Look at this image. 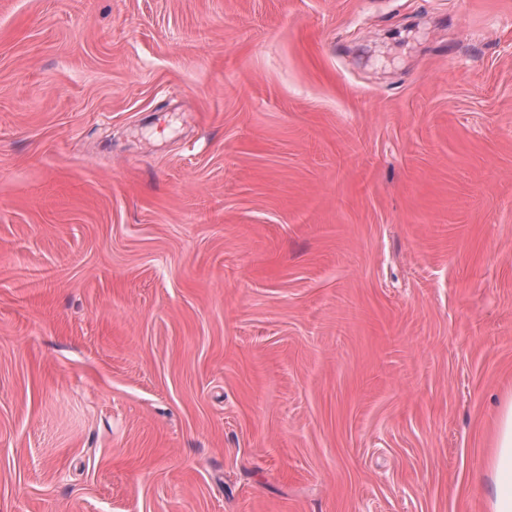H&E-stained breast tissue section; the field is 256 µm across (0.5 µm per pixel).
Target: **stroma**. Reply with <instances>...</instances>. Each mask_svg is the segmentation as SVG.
Masks as SVG:
<instances>
[{"mask_svg":"<svg viewBox=\"0 0 512 512\" xmlns=\"http://www.w3.org/2000/svg\"><path fill=\"white\" fill-rule=\"evenodd\" d=\"M512 0H0V512H486Z\"/></svg>","mask_w":512,"mask_h":512,"instance_id":"1","label":"stroma"}]
</instances>
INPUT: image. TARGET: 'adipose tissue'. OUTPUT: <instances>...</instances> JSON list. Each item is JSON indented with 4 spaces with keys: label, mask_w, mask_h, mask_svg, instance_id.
<instances>
[{
    "label": "adipose tissue",
    "mask_w": 512,
    "mask_h": 512,
    "mask_svg": "<svg viewBox=\"0 0 512 512\" xmlns=\"http://www.w3.org/2000/svg\"><path fill=\"white\" fill-rule=\"evenodd\" d=\"M485 469L492 481L487 512H512V393L503 398L493 421Z\"/></svg>",
    "instance_id": "1"
}]
</instances>
